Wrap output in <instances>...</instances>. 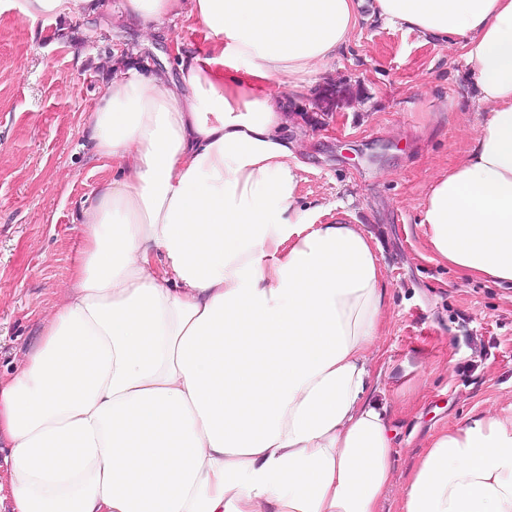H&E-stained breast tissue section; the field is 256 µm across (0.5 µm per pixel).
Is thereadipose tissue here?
I'll return each instance as SVG.
<instances>
[{"mask_svg": "<svg viewBox=\"0 0 512 512\" xmlns=\"http://www.w3.org/2000/svg\"><path fill=\"white\" fill-rule=\"evenodd\" d=\"M120 15L189 21L206 48L124 68L85 125L112 176L81 206L61 302L0 380L14 512H381L386 285L363 225L302 208L281 89L306 93L374 16L456 49L484 116L420 225L433 260L512 283V0H122ZM401 500L512 512V403L432 436Z\"/></svg>", "mask_w": 512, "mask_h": 512, "instance_id": "ef3b65f1", "label": "adipose tissue"}]
</instances>
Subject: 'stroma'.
<instances>
[{"label":"stroma","mask_w":512,"mask_h":512,"mask_svg":"<svg viewBox=\"0 0 512 512\" xmlns=\"http://www.w3.org/2000/svg\"><path fill=\"white\" fill-rule=\"evenodd\" d=\"M176 45L202 48V36L181 21L158 37L117 20L61 26L0 0L1 378L38 339L81 249L80 206L112 174L83 134L102 83L116 75L111 52ZM466 71L442 43L375 20L313 75V91L285 96L307 166L302 205L322 207L325 222L364 225L380 247L388 323L377 397L395 431L382 512H400L433 434L512 401V285L433 260L419 227L428 183L464 161L483 117ZM329 83L357 91L332 121L314 108L315 89Z\"/></svg>","instance_id":"35a3bbf8"}]
</instances>
